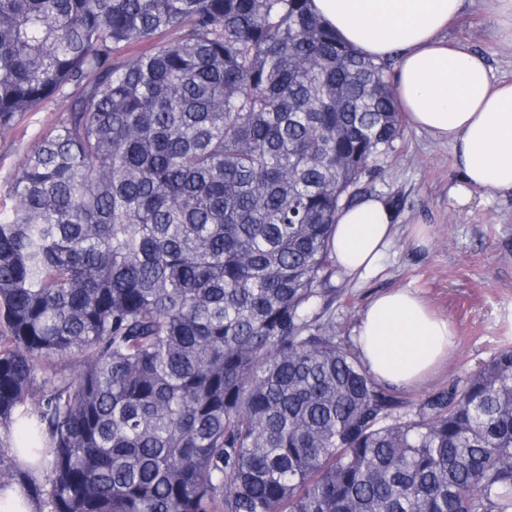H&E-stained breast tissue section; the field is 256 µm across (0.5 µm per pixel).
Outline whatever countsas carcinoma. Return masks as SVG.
<instances>
[{
	"label": "carcinoma",
	"mask_w": 512,
	"mask_h": 512,
	"mask_svg": "<svg viewBox=\"0 0 512 512\" xmlns=\"http://www.w3.org/2000/svg\"><path fill=\"white\" fill-rule=\"evenodd\" d=\"M391 70L311 0H0V130L69 100L0 210L41 512H512V347L411 417L322 321Z\"/></svg>",
	"instance_id": "1"
}]
</instances>
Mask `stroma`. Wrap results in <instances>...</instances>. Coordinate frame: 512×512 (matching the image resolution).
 Masks as SVG:
<instances>
[{
    "label": "stroma",
    "mask_w": 512,
    "mask_h": 512,
    "mask_svg": "<svg viewBox=\"0 0 512 512\" xmlns=\"http://www.w3.org/2000/svg\"><path fill=\"white\" fill-rule=\"evenodd\" d=\"M445 36L483 54L497 75L512 77V45L490 24L486 0H466ZM66 107L64 99L50 101L0 131V208H10L7 191L20 163ZM461 182L448 145L405 127L368 184L370 194L400 200L393 241L372 272L336 275L339 293L325 314L351 346L360 313L372 298L413 288L432 311L452 321L455 346L448 359L424 385L396 390L411 411L429 394L465 382L504 344H512V198L476 191L462 206L452 197Z\"/></svg>",
    "instance_id": "35a3bbf8"
}]
</instances>
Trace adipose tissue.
<instances>
[{
  "label": "adipose tissue",
  "instance_id": "1",
  "mask_svg": "<svg viewBox=\"0 0 512 512\" xmlns=\"http://www.w3.org/2000/svg\"><path fill=\"white\" fill-rule=\"evenodd\" d=\"M464 0H312V8L357 52L393 60L394 91L411 126L447 144L463 174L454 200L472 191L512 196V79L487 59L445 38ZM394 214L364 197L339 211L332 257L345 274L377 268L393 238ZM448 318L433 313L409 288L376 295L356 328L358 356L381 384L417 386L453 348Z\"/></svg>",
  "mask_w": 512,
  "mask_h": 512
}]
</instances>
